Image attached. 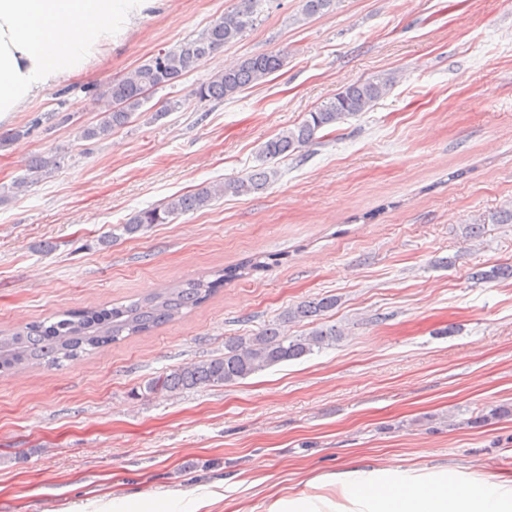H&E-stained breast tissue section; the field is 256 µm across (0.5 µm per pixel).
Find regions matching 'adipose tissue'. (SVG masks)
Returning <instances> with one entry per match:
<instances>
[{
  "instance_id": "obj_1",
  "label": "adipose tissue",
  "mask_w": 512,
  "mask_h": 512,
  "mask_svg": "<svg viewBox=\"0 0 512 512\" xmlns=\"http://www.w3.org/2000/svg\"><path fill=\"white\" fill-rule=\"evenodd\" d=\"M155 0H0V121L88 70ZM322 495L269 512H512V479L356 468L324 477Z\"/></svg>"
}]
</instances>
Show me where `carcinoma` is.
I'll return each instance as SVG.
<instances>
[{"label": "carcinoma", "mask_w": 512, "mask_h": 512, "mask_svg": "<svg viewBox=\"0 0 512 512\" xmlns=\"http://www.w3.org/2000/svg\"><path fill=\"white\" fill-rule=\"evenodd\" d=\"M264 2L239 0L234 11L224 14L197 37L172 49L158 51L129 76L104 84L96 93L98 101L104 103L103 117L97 124L79 130V139H105L127 125L147 102L150 92L174 83L242 36L252 26ZM335 4L336 0H301V17L313 18ZM286 60L281 52L245 59L216 73L210 82L198 87L194 95L201 100L230 99L282 69ZM394 82L393 74L382 73L345 87L310 112L302 123L266 141L259 149L262 167L244 177L206 185L172 197L159 206L136 211L124 223L116 225L105 243L112 242L120 233L133 235L153 224H169L181 214L211 206L215 199L226 194L247 196L265 190L279 176L273 163L316 141L320 130L366 111ZM61 160L56 152L39 154L29 161L28 171L49 175L61 167ZM236 277L237 269L224 268L213 280L189 279L128 304L67 310L52 319L26 323L9 335L0 336V371L21 370L31 365L60 367L66 362H75L128 336L176 321L183 316V310L205 303L224 287V283ZM335 305L336 298L331 296L303 301L285 312L282 323L271 324L251 336L233 337L224 343L223 355L179 367L150 384L148 391L173 396L205 386L232 384L275 365L310 355L316 348L321 350L332 345L342 338L341 331L334 326L317 327L303 336H288L282 324L317 318Z\"/></svg>", "instance_id": "carcinoma-1"}]
</instances>
